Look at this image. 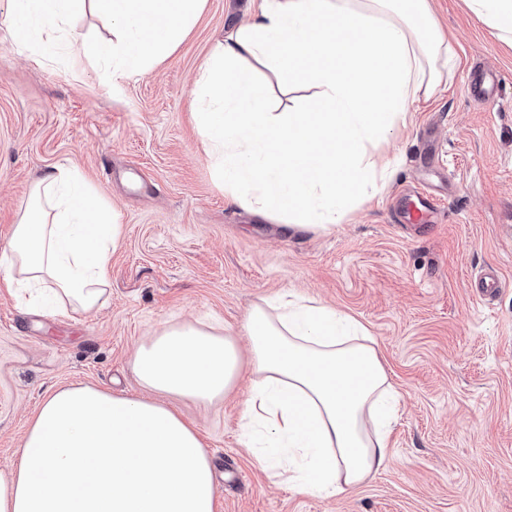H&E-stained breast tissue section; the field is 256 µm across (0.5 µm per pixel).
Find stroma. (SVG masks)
<instances>
[{
    "instance_id": "1",
    "label": "stroma",
    "mask_w": 512,
    "mask_h": 512,
    "mask_svg": "<svg viewBox=\"0 0 512 512\" xmlns=\"http://www.w3.org/2000/svg\"><path fill=\"white\" fill-rule=\"evenodd\" d=\"M457 59L381 152L393 179L328 235L231 203L201 144L193 94L218 41L253 0H206L153 72L112 88L90 60L18 53L0 24V245L34 181L78 172L120 212L111 294L89 313L48 315L0 288V473L55 391H145L136 345L166 323L240 333L251 306L285 291L353 315L375 338L401 401L386 466L325 499L272 476L239 427L248 380L224 401L178 402L216 464L215 512H512V46L465 0H429ZM502 76L493 107L470 97L471 70ZM446 193L430 223H398L401 191ZM497 270L480 298L473 282Z\"/></svg>"
}]
</instances>
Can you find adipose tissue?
Returning <instances> with one entry per match:
<instances>
[{"label": "adipose tissue", "mask_w": 512, "mask_h": 512, "mask_svg": "<svg viewBox=\"0 0 512 512\" xmlns=\"http://www.w3.org/2000/svg\"><path fill=\"white\" fill-rule=\"evenodd\" d=\"M466 2L512 44V0ZM448 49L428 0H258L252 22L215 46L195 86L196 123L225 198L331 231L394 174V161L369 149L451 69ZM261 66L314 95L273 111ZM120 236L118 211L56 168L0 246V281L49 289L63 311H90L110 295ZM244 329L246 354L218 327L164 324L130 361L149 398L80 386L50 395L17 465L0 475V512H214L210 457L176 403L210 405L245 377L240 427L270 447L260 461L275 475L331 498L381 470L400 396L363 323L282 295L255 304Z\"/></svg>", "instance_id": "ef3b65f1"}]
</instances>
